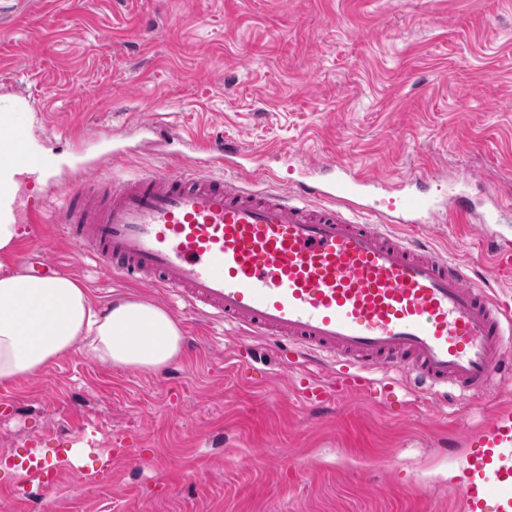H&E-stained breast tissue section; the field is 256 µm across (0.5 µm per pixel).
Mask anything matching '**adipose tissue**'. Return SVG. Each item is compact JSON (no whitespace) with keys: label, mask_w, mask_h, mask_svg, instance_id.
<instances>
[{"label":"adipose tissue","mask_w":512,"mask_h":512,"mask_svg":"<svg viewBox=\"0 0 512 512\" xmlns=\"http://www.w3.org/2000/svg\"><path fill=\"white\" fill-rule=\"evenodd\" d=\"M20 237L19 225L0 223V383L34 373L79 341L112 364L144 370L180 357L181 327L152 302L117 298L101 307L71 276L12 269Z\"/></svg>","instance_id":"adipose-tissue-1"}]
</instances>
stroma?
<instances>
[{"mask_svg":"<svg viewBox=\"0 0 512 512\" xmlns=\"http://www.w3.org/2000/svg\"><path fill=\"white\" fill-rule=\"evenodd\" d=\"M0 108L21 109L27 150L57 162L21 191L51 211L86 158L124 151L113 173L128 179L198 137L239 142L274 190L339 160L389 182L432 170L443 189L469 171L512 197V0H0ZM24 231L95 302L164 304L77 260L63 225ZM420 233L512 296L478 229ZM169 312L185 348L164 368L114 366L79 342L0 385V512H28L17 454L39 440L55 461L72 433L137 457L80 483L60 471L48 512H462L464 438L512 379L459 411L414 387L389 408L354 394L315 411L287 343Z\"/></svg>","mask_w":512,"mask_h":512,"instance_id":"obj_1","label":"stroma"}]
</instances>
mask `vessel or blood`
<instances>
[{
  "label": "vessel or blood",
  "mask_w": 512,
  "mask_h": 512,
  "mask_svg": "<svg viewBox=\"0 0 512 512\" xmlns=\"http://www.w3.org/2000/svg\"><path fill=\"white\" fill-rule=\"evenodd\" d=\"M26 126L17 113L0 116V170L24 163L37 181L53 162L26 155ZM245 150L235 141L196 144L173 169L110 179L108 194L76 180L56 213L78 258L166 299L224 321L240 332L288 342L308 368L310 389L337 396L369 394L393 404L398 380L417 384L434 400L449 389L484 394L512 375V304L498 299L473 271L441 255L400 224H495L512 203L495 200L477 213L464 172L448 195H432L429 172L397 184L338 161L315 165V180L282 193L255 188L239 175ZM228 169L215 176L214 166ZM12 180H0V223H45V207L18 204ZM369 214L358 222V214ZM497 269L512 271V247L482 235ZM464 512H512V399L467 439ZM75 480L112 466V451L85 459L57 457ZM52 466V467H55ZM52 467L36 449L15 464L16 489L51 495Z\"/></svg>",
  "instance_id": "b4317fda"
}]
</instances>
